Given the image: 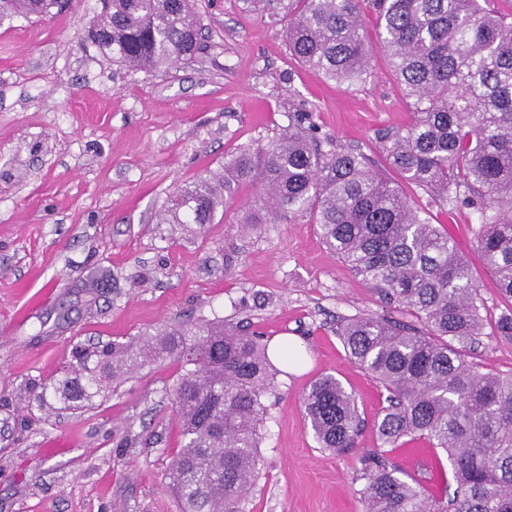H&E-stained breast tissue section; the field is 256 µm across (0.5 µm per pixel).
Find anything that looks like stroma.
Segmentation results:
<instances>
[{"label":"stroma","instance_id":"stroma-1","mask_svg":"<svg viewBox=\"0 0 512 512\" xmlns=\"http://www.w3.org/2000/svg\"><path fill=\"white\" fill-rule=\"evenodd\" d=\"M96 7L69 0L45 20H0V512H177L165 473L181 441L178 364L142 367L82 408L39 396L67 377L76 345L202 319L249 325L297 353L275 378L246 512H359L360 459L378 446L386 392L351 363L336 319L386 307L308 219L240 238L253 187L201 227L164 216L181 187L223 172L226 156L267 142L294 112L383 164L376 132L412 119L387 59L373 54L362 87L328 81L243 0H196L206 49L166 71H132L85 40ZM402 190L475 258L468 209ZM472 357L511 374L512 338L485 334ZM325 374L353 390L364 421L339 452L318 448L305 419L304 398ZM54 440L64 447L52 454Z\"/></svg>","mask_w":512,"mask_h":512}]
</instances>
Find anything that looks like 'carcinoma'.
<instances>
[{"mask_svg":"<svg viewBox=\"0 0 512 512\" xmlns=\"http://www.w3.org/2000/svg\"><path fill=\"white\" fill-rule=\"evenodd\" d=\"M244 2L286 23L293 58L353 88L371 77L362 16L371 5L412 113L406 127L378 133V147L403 181L477 217L479 262L512 299V13L493 0ZM60 7L0 0V15L45 19ZM87 38L129 69L161 72L195 59L205 27L194 0H101ZM309 120L297 114L266 143L224 158V176L179 191L165 221L209 224L241 186H254L264 206L243 212L239 232L306 217L381 303L409 316L354 315L336 326L350 360L387 392L374 421L378 448L360 459L361 512H512V374L468 360L485 322L470 260L361 150L317 139ZM493 333L512 338V310ZM75 360L73 377L42 392L90 403L148 364L180 365L172 396L181 448L166 472L178 512H244L278 373L263 336L201 320L135 342L78 345ZM304 408L319 447H355L362 418L339 379H317ZM412 443L446 453L444 488L393 464L391 451Z\"/></svg>","mask_w":512,"mask_h":512,"instance_id":"1","label":"carcinoma"}]
</instances>
